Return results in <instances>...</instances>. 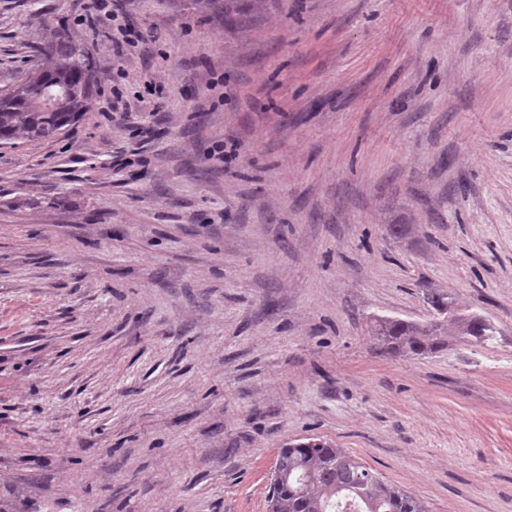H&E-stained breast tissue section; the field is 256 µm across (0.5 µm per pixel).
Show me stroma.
I'll list each match as a JSON object with an SVG mask.
<instances>
[{
	"instance_id": "obj_1",
	"label": "stroma",
	"mask_w": 512,
	"mask_h": 512,
	"mask_svg": "<svg viewBox=\"0 0 512 512\" xmlns=\"http://www.w3.org/2000/svg\"><path fill=\"white\" fill-rule=\"evenodd\" d=\"M0 0L92 105L0 145V495L17 512H266L317 437L429 512H512V0ZM400 218L411 238L384 226ZM486 318L391 354L426 290ZM249 1V7L256 9L261 3V0H194L204 11H207V16L210 19H223L228 22L232 19L233 15L239 14L243 2ZM460 308L456 304H452L448 307V320H452V318L457 315ZM453 324H455L456 328L459 332L464 333L465 335L475 340L477 343H484L494 336V328L484 320V318L478 315H463L458 319L457 322L452 320ZM458 323V324H456ZM427 323L407 322L397 319H378L374 322L373 335L381 345L393 353L421 355L427 350H436L442 343V326Z\"/></svg>"
}]
</instances>
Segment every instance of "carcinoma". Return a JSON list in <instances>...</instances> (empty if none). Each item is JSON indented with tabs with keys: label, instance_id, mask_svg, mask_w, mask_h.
Instances as JSON below:
<instances>
[{
	"label": "carcinoma",
	"instance_id": "carcinoma-1",
	"mask_svg": "<svg viewBox=\"0 0 512 512\" xmlns=\"http://www.w3.org/2000/svg\"><path fill=\"white\" fill-rule=\"evenodd\" d=\"M255 9L261 0H194L211 19L230 21L243 2ZM34 52L47 59L10 91L0 94V144L53 139L88 111L95 66L86 49L64 25L46 26ZM458 331L478 343L493 338L494 328L478 315H464ZM442 327L433 322L375 321L373 335L393 353L419 355L442 343ZM268 512H428L424 501L382 480L349 453L325 442L279 450L272 475Z\"/></svg>",
	"mask_w": 512,
	"mask_h": 512
}]
</instances>
